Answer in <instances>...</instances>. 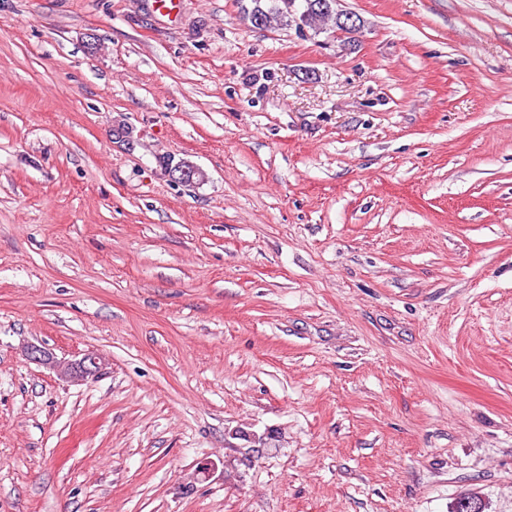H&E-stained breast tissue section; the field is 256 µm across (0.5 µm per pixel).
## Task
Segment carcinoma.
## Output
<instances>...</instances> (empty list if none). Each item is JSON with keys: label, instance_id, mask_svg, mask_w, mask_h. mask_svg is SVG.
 Here are the masks:
<instances>
[{"label": "carcinoma", "instance_id": "obj_1", "mask_svg": "<svg viewBox=\"0 0 512 512\" xmlns=\"http://www.w3.org/2000/svg\"><path fill=\"white\" fill-rule=\"evenodd\" d=\"M252 7H242L246 18L259 17L263 27L275 23L292 27L296 32L311 31L315 34L331 23L341 31L356 29L348 21L349 13L336 9V0H250Z\"/></svg>", "mask_w": 512, "mask_h": 512}]
</instances>
